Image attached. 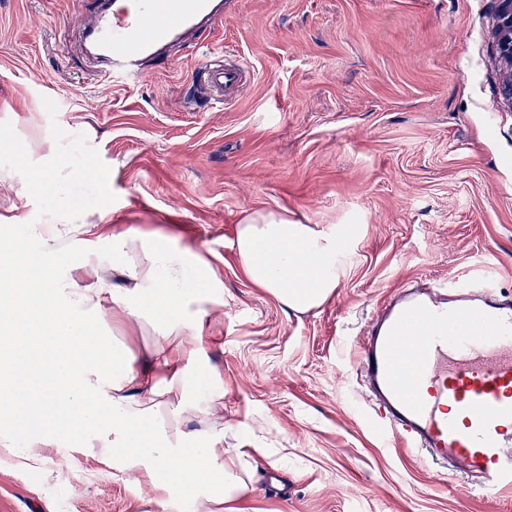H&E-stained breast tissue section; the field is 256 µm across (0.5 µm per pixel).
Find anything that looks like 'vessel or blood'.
Returning <instances> with one entry per match:
<instances>
[{"label":"vessel or blood","instance_id":"vessel-or-blood-1","mask_svg":"<svg viewBox=\"0 0 512 512\" xmlns=\"http://www.w3.org/2000/svg\"><path fill=\"white\" fill-rule=\"evenodd\" d=\"M223 19L213 0H100L86 36L107 75L136 84L143 57ZM200 72L220 105L247 70L231 56ZM358 370L378 434L473 491L512 494V296L489 277L401 286L365 330Z\"/></svg>","mask_w":512,"mask_h":512}]
</instances>
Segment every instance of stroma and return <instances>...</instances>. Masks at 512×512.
<instances>
[{
  "label": "stroma",
  "mask_w": 512,
  "mask_h": 512,
  "mask_svg": "<svg viewBox=\"0 0 512 512\" xmlns=\"http://www.w3.org/2000/svg\"><path fill=\"white\" fill-rule=\"evenodd\" d=\"M202 38L105 83L85 46L95 0H0V215L41 222L23 189L48 155L77 178L89 245L163 235L207 256L224 285L209 358L224 379V444L248 426L265 448L246 512H512L473 496L370 428L356 358L368 322L403 283L494 268L512 294V109L502 105L494 0H224ZM251 76L206 105L203 44ZM355 234L333 295L289 310L243 275L239 224L256 211ZM39 468L0 456V512H158L132 474L78 447Z\"/></svg>",
  "instance_id": "35a3bbf8"
}]
</instances>
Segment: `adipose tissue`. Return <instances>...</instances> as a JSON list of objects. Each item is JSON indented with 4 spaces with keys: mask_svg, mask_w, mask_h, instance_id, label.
<instances>
[{
    "mask_svg": "<svg viewBox=\"0 0 512 512\" xmlns=\"http://www.w3.org/2000/svg\"><path fill=\"white\" fill-rule=\"evenodd\" d=\"M17 219L0 221V454L24 468L59 444L97 449L118 471L135 472L159 506L174 493L191 495L194 512H240L251 490L260 446L239 431V447L224 445L215 423L224 406L220 373L208 357L210 308L224 302L210 260L172 248L158 237L123 233L112 253L77 247L88 233L76 212L59 206L44 224L12 237ZM344 229L303 224L280 212H256L239 225L235 249L243 275L292 311L322 306L334 292ZM66 258L69 274L39 278L37 267ZM211 288L202 301L199 285ZM110 302L114 320L150 326L142 353L110 343L99 315ZM43 358L31 379L50 380L43 397L18 383L17 362ZM28 404L25 421L17 409ZM198 421L195 430L189 421Z\"/></svg>",
    "mask_w": 512,
    "mask_h": 512,
    "instance_id": "obj_1",
    "label": "adipose tissue"
}]
</instances>
